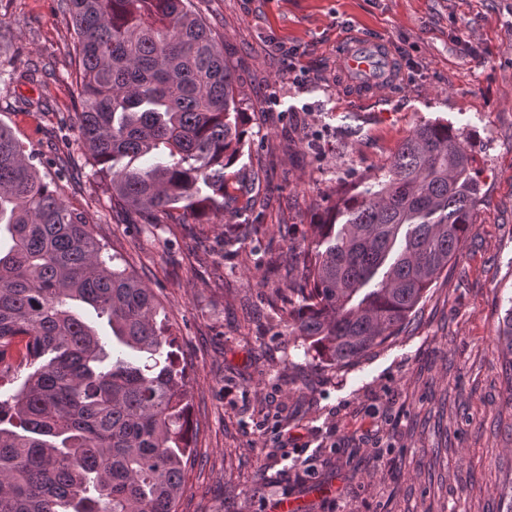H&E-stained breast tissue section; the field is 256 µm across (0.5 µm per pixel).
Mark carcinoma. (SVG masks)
<instances>
[{
    "mask_svg": "<svg viewBox=\"0 0 512 512\" xmlns=\"http://www.w3.org/2000/svg\"><path fill=\"white\" fill-rule=\"evenodd\" d=\"M74 30L76 147L110 208L162 224L239 202L245 134L224 43L191 0H58ZM474 155L424 123L331 208L300 252L292 328L342 367L402 332L465 241ZM106 320L104 336L82 308ZM157 295L98 240L0 121V512H178L185 369Z\"/></svg>",
    "mask_w": 512,
    "mask_h": 512,
    "instance_id": "carcinoma-1",
    "label": "carcinoma"
}]
</instances>
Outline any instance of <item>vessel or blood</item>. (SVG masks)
I'll return each mask as SVG.
<instances>
[{
    "instance_id": "obj_1",
    "label": "vessel or blood",
    "mask_w": 512,
    "mask_h": 512,
    "mask_svg": "<svg viewBox=\"0 0 512 512\" xmlns=\"http://www.w3.org/2000/svg\"><path fill=\"white\" fill-rule=\"evenodd\" d=\"M342 75L351 84L365 92H374L388 84L392 64L378 45L353 40L343 45L338 54Z\"/></svg>"
}]
</instances>
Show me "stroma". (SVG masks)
I'll use <instances>...</instances> for the list:
<instances>
[{
    "label": "stroma",
    "instance_id": "1",
    "mask_svg": "<svg viewBox=\"0 0 512 512\" xmlns=\"http://www.w3.org/2000/svg\"><path fill=\"white\" fill-rule=\"evenodd\" d=\"M224 43L247 134L225 174L255 202L207 224L109 209L75 158L59 183L158 296L187 368L195 461L178 512H506L512 365V0H193ZM384 42L395 83H343L336 46ZM74 31L57 0H0V121L54 175L79 110L62 77ZM466 137L480 203L456 261L410 326L345 367L293 334L290 243L420 124ZM258 230H251V223ZM228 224L247 230L221 253Z\"/></svg>",
    "mask_w": 512,
    "mask_h": 512
}]
</instances>
